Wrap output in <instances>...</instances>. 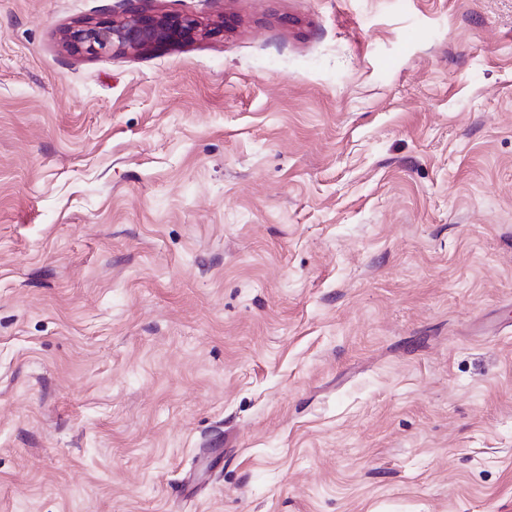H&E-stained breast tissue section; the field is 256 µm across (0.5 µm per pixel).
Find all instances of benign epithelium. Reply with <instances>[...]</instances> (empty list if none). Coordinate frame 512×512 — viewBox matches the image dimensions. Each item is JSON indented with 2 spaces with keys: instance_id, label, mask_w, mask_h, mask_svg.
I'll list each match as a JSON object with an SVG mask.
<instances>
[{
  "instance_id": "7a95c632",
  "label": "benign epithelium",
  "mask_w": 512,
  "mask_h": 512,
  "mask_svg": "<svg viewBox=\"0 0 512 512\" xmlns=\"http://www.w3.org/2000/svg\"><path fill=\"white\" fill-rule=\"evenodd\" d=\"M200 25L190 16L149 15L135 6L110 21L86 22L64 32L66 47L79 54L97 56L114 49L139 51L176 38H191Z\"/></svg>"
}]
</instances>
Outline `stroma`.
Here are the masks:
<instances>
[{
    "instance_id": "1",
    "label": "stroma",
    "mask_w": 512,
    "mask_h": 512,
    "mask_svg": "<svg viewBox=\"0 0 512 512\" xmlns=\"http://www.w3.org/2000/svg\"><path fill=\"white\" fill-rule=\"evenodd\" d=\"M0 0V512H512V0ZM199 31V23L190 16L149 15L131 4L110 21L71 27L63 38L70 51L97 56L114 49L139 51L156 43L191 38Z\"/></svg>"
}]
</instances>
